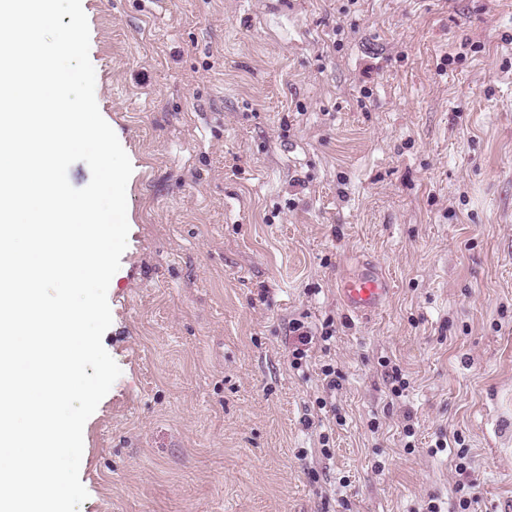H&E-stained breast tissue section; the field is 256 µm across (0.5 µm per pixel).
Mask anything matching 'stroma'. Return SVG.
Wrapping results in <instances>:
<instances>
[{"label":"stroma","instance_id":"35a3bbf8","mask_svg":"<svg viewBox=\"0 0 512 512\" xmlns=\"http://www.w3.org/2000/svg\"><path fill=\"white\" fill-rule=\"evenodd\" d=\"M82 7L133 171L78 512H454L471 480L512 512V0ZM366 264L392 292L357 317ZM306 315L336 333L296 371ZM390 284L379 269L370 267L339 280L338 292L355 315H365L381 309L390 295Z\"/></svg>","mask_w":512,"mask_h":512}]
</instances>
